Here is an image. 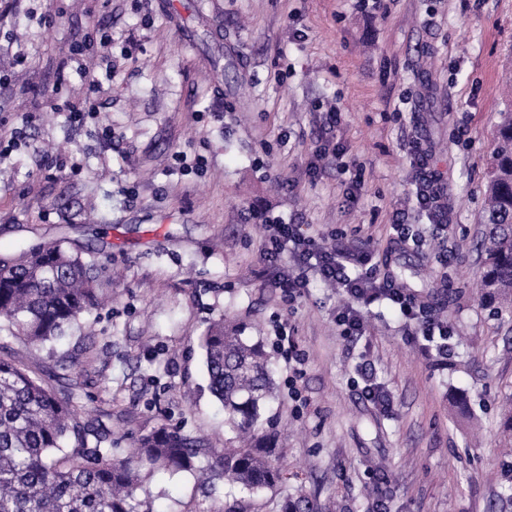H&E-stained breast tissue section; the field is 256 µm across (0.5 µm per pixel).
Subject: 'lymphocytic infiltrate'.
Here are the masks:
<instances>
[{
	"instance_id": "obj_1",
	"label": "lymphocytic infiltrate",
	"mask_w": 512,
	"mask_h": 512,
	"mask_svg": "<svg viewBox=\"0 0 512 512\" xmlns=\"http://www.w3.org/2000/svg\"><path fill=\"white\" fill-rule=\"evenodd\" d=\"M98 46L99 53L95 56L80 49L73 52V62L89 82L84 99L68 106L69 118L77 124L82 123L86 115L96 112L95 95L101 89L96 69L99 63H108L112 60L111 35L101 34ZM412 156L419 178L413 205L417 210L435 217L439 228H446L448 189L440 173L429 168L428 154L420 145H413ZM265 228L266 255L269 261H277L286 255L293 262L292 269L280 272L277 278L276 286L280 288L283 297L292 300L300 295L302 288L307 285V275L311 272L327 283L344 288L351 297V304L336 312V323L342 327L345 336L362 334L364 320L361 308L379 300L389 301L409 320L417 319L419 312L422 311L423 305L416 296L395 287L391 281L378 277L373 269L369 268L370 254H363L360 260L361 270L351 275L346 271L343 252L319 242L303 225L274 217L267 219Z\"/></svg>"
}]
</instances>
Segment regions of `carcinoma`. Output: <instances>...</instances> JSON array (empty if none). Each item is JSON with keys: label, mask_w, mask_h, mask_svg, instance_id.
Returning <instances> with one entry per match:
<instances>
[{"label": "carcinoma", "mask_w": 512, "mask_h": 512, "mask_svg": "<svg viewBox=\"0 0 512 512\" xmlns=\"http://www.w3.org/2000/svg\"><path fill=\"white\" fill-rule=\"evenodd\" d=\"M485 258L478 282L482 302L512 303V108L501 113L481 216ZM98 265L62 237L0 254V334L30 349L67 337L94 308ZM232 320L202 337L209 389L224 407L236 445L224 449L221 478L240 497L225 512H254L253 501L285 479L272 462L280 435L264 413L276 397L271 353ZM118 442L101 424L85 421L79 396L61 397L22 364L0 358V512H153L137 491L156 472L195 469L204 439L161 425L115 455Z\"/></svg>", "instance_id": "obj_1"}]
</instances>
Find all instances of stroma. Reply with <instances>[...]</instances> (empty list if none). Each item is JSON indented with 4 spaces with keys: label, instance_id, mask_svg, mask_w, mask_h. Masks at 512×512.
I'll return each instance as SVG.
<instances>
[{
    "label": "stroma",
    "instance_id": "stroma-1",
    "mask_svg": "<svg viewBox=\"0 0 512 512\" xmlns=\"http://www.w3.org/2000/svg\"><path fill=\"white\" fill-rule=\"evenodd\" d=\"M384 4L380 14L369 0H49L54 24L24 8L0 23V72L12 76L0 128L37 116L33 149L0 160V249L64 233L101 247V302L80 329L37 351L2 335L0 357L57 394L79 389L82 416L120 445L162 424L205 435L196 465L207 469L232 434L207 389L200 339L227 317L250 324L279 362L269 411L287 471L256 512L286 497L322 512H512L502 433L512 309L490 312L477 288L486 173L512 79V0ZM100 26L118 68L96 118L76 126L64 111L81 92L69 48ZM228 59L238 73L229 81ZM331 103L344 150L314 176ZM414 142L448 184L447 233L412 209ZM56 156L78 173L48 168ZM397 210L422 245L389 242ZM268 215L302 217L352 271L379 241L374 264L405 268L410 291L447 323V349L426 347L385 300L365 307L363 335L342 336L334 315L347 298L316 276L282 300L274 281L286 262L264 254ZM284 329L305 358L301 374L281 360ZM87 340L94 360L60 368ZM368 381L390 411L362 396ZM145 486L159 512H219L236 497L224 485L204 495L184 471Z\"/></svg>",
    "mask_w": 512,
    "mask_h": 512
}]
</instances>
